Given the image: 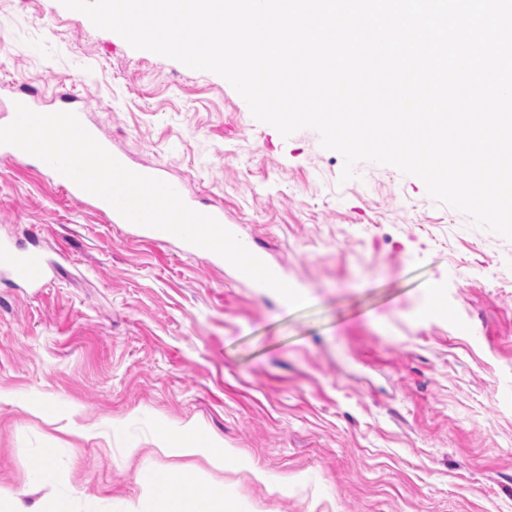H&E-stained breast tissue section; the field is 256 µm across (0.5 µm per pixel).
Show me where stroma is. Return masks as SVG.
<instances>
[{"label": "stroma", "instance_id": "obj_1", "mask_svg": "<svg viewBox=\"0 0 512 512\" xmlns=\"http://www.w3.org/2000/svg\"><path fill=\"white\" fill-rule=\"evenodd\" d=\"M23 87L71 89L116 151L222 204L309 305L0 161V239L53 264L40 289L0 274V498L129 512L143 470L186 469L187 496L220 486L235 512H512V241L392 166L341 181L317 131L282 137L221 76L60 0H0V106ZM227 448L287 492L212 469Z\"/></svg>", "mask_w": 512, "mask_h": 512}]
</instances>
